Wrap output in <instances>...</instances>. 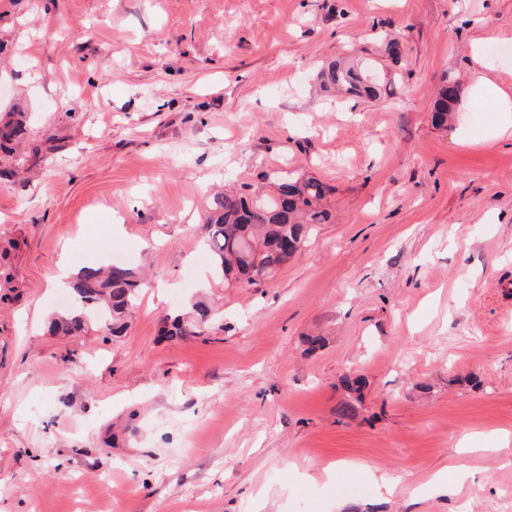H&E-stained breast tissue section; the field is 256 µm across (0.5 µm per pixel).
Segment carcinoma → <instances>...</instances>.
I'll return each mask as SVG.
<instances>
[{"mask_svg":"<svg viewBox=\"0 0 512 512\" xmlns=\"http://www.w3.org/2000/svg\"><path fill=\"white\" fill-rule=\"evenodd\" d=\"M320 78L327 90L340 92L354 102L380 92L377 73L355 58L329 63L321 70ZM460 92L458 83L451 90L448 83L441 85L432 114L436 125L448 123ZM23 135L20 121L1 122L0 150L13 149ZM261 179L274 185L272 195L262 197L253 185L246 184L235 191L217 193L209 200L206 242L217 272L227 282L244 280L249 285H260L269 280L301 254L315 226L330 218L323 208V201L333 192L329 184L304 172L263 174ZM70 288L80 309L50 319L49 334L74 336L86 332L83 310L100 308L112 320L108 330L120 336L126 330V319L135 306L141 281L134 269L113 265L82 269ZM213 320L211 308L196 302L190 316L176 315L165 320L161 332L171 338L200 334L211 327Z\"/></svg>","mask_w":512,"mask_h":512,"instance_id":"obj_1","label":"carcinoma"}]
</instances>
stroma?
<instances>
[{"mask_svg": "<svg viewBox=\"0 0 512 512\" xmlns=\"http://www.w3.org/2000/svg\"><path fill=\"white\" fill-rule=\"evenodd\" d=\"M351 54L381 97L321 89ZM481 58L512 94V0H0V117L26 125L0 152V512H512V130L431 120ZM298 168L331 222L225 283L209 192ZM63 262L145 272L123 335L45 333ZM197 300L207 332L160 335ZM448 82H454V80L446 79L444 81L434 101L432 120L438 126H443L448 123V116L453 112L458 96L462 90L460 84L455 83V87L448 91Z\"/></svg>", "mask_w": 512, "mask_h": 512, "instance_id": "stroma-1", "label": "stroma"}]
</instances>
